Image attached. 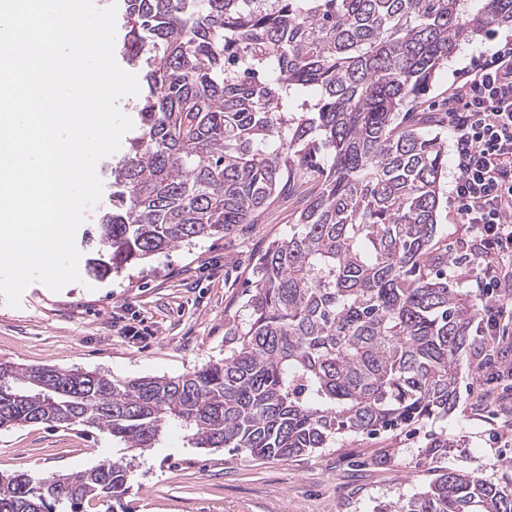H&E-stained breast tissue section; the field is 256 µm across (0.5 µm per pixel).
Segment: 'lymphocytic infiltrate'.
Here are the masks:
<instances>
[{
	"label": "lymphocytic infiltrate",
	"instance_id": "1",
	"mask_svg": "<svg viewBox=\"0 0 512 512\" xmlns=\"http://www.w3.org/2000/svg\"><path fill=\"white\" fill-rule=\"evenodd\" d=\"M447 104L450 194L468 228L461 249L475 264L477 333L496 345L512 319V41L459 68Z\"/></svg>",
	"mask_w": 512,
	"mask_h": 512
}]
</instances>
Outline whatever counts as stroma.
Listing matches in <instances>:
<instances>
[{"mask_svg": "<svg viewBox=\"0 0 512 512\" xmlns=\"http://www.w3.org/2000/svg\"><path fill=\"white\" fill-rule=\"evenodd\" d=\"M476 45L461 43L437 71L415 121L447 134L445 101L455 71L512 28L490 25ZM110 158L97 165L100 202L78 228L82 257L96 245L88 234L112 206ZM318 184L310 178L281 193L255 223L226 237L205 236L125 270L120 276L80 281L54 292L39 282L13 308L0 301V363L97 371L117 378L178 376L223 359L228 324L243 321L253 291V263L288 234ZM497 349L474 340L458 374L459 402L444 420L376 434H345L332 447L289 459H258L224 448H190L176 426L161 447L144 455L107 434L35 424L0 431V473L47 477L105 459L131 463L124 512H373L382 501L425 490L433 477L422 452L432 434L456 442L448 468L512 483V378L487 384L480 356Z\"/></svg>", "mask_w": 512, "mask_h": 512, "instance_id": "35a3bbf8", "label": "stroma"}]
</instances>
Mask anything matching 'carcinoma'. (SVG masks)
Returning <instances> with one entry per match:
<instances>
[{
  "label": "carcinoma",
  "mask_w": 512,
  "mask_h": 512,
  "mask_svg": "<svg viewBox=\"0 0 512 512\" xmlns=\"http://www.w3.org/2000/svg\"><path fill=\"white\" fill-rule=\"evenodd\" d=\"M128 64L144 73L141 134L112 166L90 272L252 224L309 171L318 191L255 264L250 319L220 361L120 379L0 363V430L84 426L131 450L174 422L192 448L288 459L344 433L446 418L479 300L436 255L446 140L408 114L459 42L512 24V0H125ZM448 435L423 450L427 489L376 512H512V486L450 470ZM129 463L0 473V512H117Z\"/></svg>",
  "instance_id": "1"
}]
</instances>
